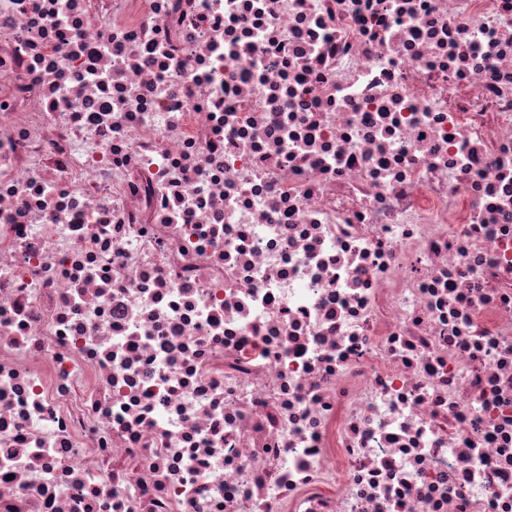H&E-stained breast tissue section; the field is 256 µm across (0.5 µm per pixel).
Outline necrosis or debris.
Returning a JSON list of instances; mask_svg holds the SVG:
<instances>
[{"instance_id":"1","label":"necrosis or debris","mask_w":512,"mask_h":512,"mask_svg":"<svg viewBox=\"0 0 512 512\" xmlns=\"http://www.w3.org/2000/svg\"><path fill=\"white\" fill-rule=\"evenodd\" d=\"M0 512H512V0H0Z\"/></svg>"}]
</instances>
